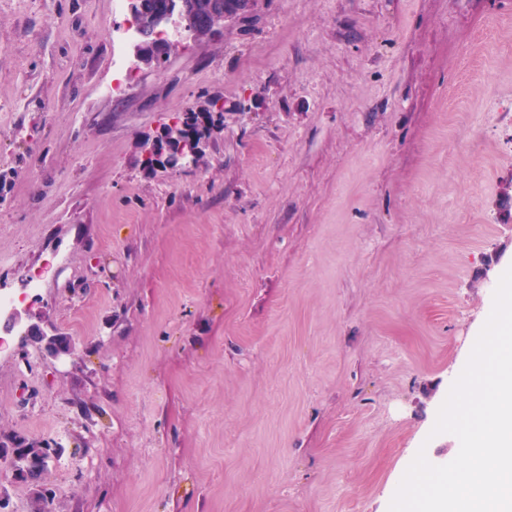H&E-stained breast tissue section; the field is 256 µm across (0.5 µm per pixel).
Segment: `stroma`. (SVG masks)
I'll return each mask as SVG.
<instances>
[{
  "label": "stroma",
  "mask_w": 512,
  "mask_h": 512,
  "mask_svg": "<svg viewBox=\"0 0 512 512\" xmlns=\"http://www.w3.org/2000/svg\"><path fill=\"white\" fill-rule=\"evenodd\" d=\"M112 0H0V444L53 512H389L512 264V0H256L137 65ZM220 98L196 169L146 168ZM18 302V298L12 293H1L0 292V310L9 309L7 311L0 312V331L6 334H10L13 330L20 326L24 321H30L33 318L38 319L36 314H33L29 309L22 308H11ZM11 308V309H10ZM28 332H32L38 336L41 343L42 352L46 357L51 359H58L61 356H74L75 349L69 343L67 345H60L57 342L56 336H46L39 324L31 323L27 327ZM7 445H0V457H7L8 455L15 456V465L17 469L13 468V472H18L19 477L28 481L34 490L37 501L41 507L47 501L48 489L42 482L39 473L36 469V462L40 457V453L36 448H27L23 441L19 440L13 448H7ZM26 447V448H23ZM17 475V474H16Z\"/></svg>",
  "instance_id": "obj_1"
}]
</instances>
